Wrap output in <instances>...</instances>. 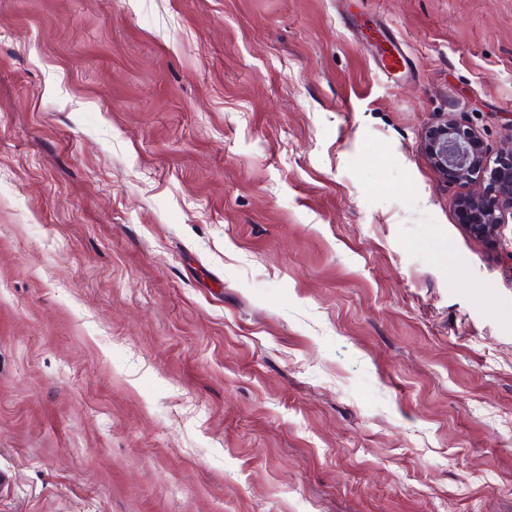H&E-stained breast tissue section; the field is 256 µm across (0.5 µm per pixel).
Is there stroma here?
<instances>
[{"label": "stroma", "mask_w": 512, "mask_h": 512, "mask_svg": "<svg viewBox=\"0 0 512 512\" xmlns=\"http://www.w3.org/2000/svg\"><path fill=\"white\" fill-rule=\"evenodd\" d=\"M446 116L512 134V0H0V512H512Z\"/></svg>", "instance_id": "35a3bbf8"}]
</instances>
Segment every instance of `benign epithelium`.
<instances>
[{"label": "benign epithelium", "instance_id": "7a95c632", "mask_svg": "<svg viewBox=\"0 0 512 512\" xmlns=\"http://www.w3.org/2000/svg\"><path fill=\"white\" fill-rule=\"evenodd\" d=\"M421 147L435 171L456 181L480 178L488 182L494 195L485 192L461 197V223L474 234L493 239L502 225L512 219V140L495 161L487 158L479 135L454 119L445 118L428 128Z\"/></svg>", "mask_w": 512, "mask_h": 512}]
</instances>
